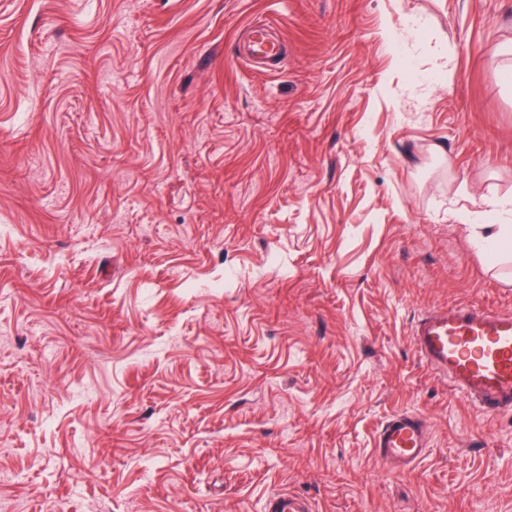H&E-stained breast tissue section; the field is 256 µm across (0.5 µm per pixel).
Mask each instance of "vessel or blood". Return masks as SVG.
Masks as SVG:
<instances>
[{"mask_svg": "<svg viewBox=\"0 0 512 512\" xmlns=\"http://www.w3.org/2000/svg\"><path fill=\"white\" fill-rule=\"evenodd\" d=\"M250 54L276 58L282 45L271 38L266 25L249 28ZM417 350L433 370L447 374L457 393L482 410H512V313L473 305L433 310L414 329ZM427 448L424 420L413 413L392 416L375 439L377 460L394 473L413 469Z\"/></svg>", "mask_w": 512, "mask_h": 512, "instance_id": "1", "label": "vessel or blood"}]
</instances>
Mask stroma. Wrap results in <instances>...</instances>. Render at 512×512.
<instances>
[{"label":"stroma","instance_id":"35a3bbf8","mask_svg":"<svg viewBox=\"0 0 512 512\" xmlns=\"http://www.w3.org/2000/svg\"><path fill=\"white\" fill-rule=\"evenodd\" d=\"M495 199L512 0H0V512H512V411L413 337L512 313ZM264 24H251L248 30L251 36L250 54L248 59L252 63L253 58H277L282 53V44L271 38ZM374 447L375 457L390 472L412 470L427 448L425 421L413 413L392 416L378 432Z\"/></svg>","mask_w":512,"mask_h":512}]
</instances>
